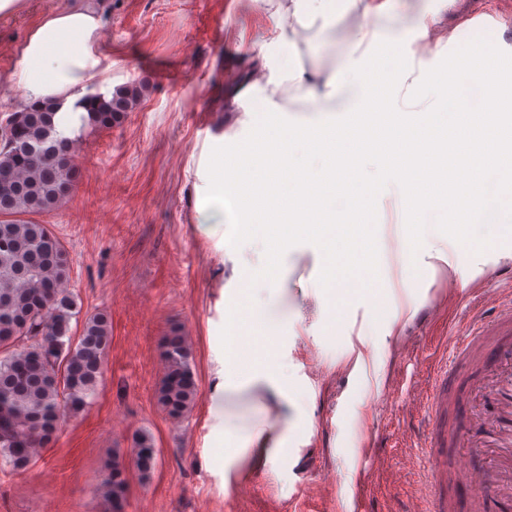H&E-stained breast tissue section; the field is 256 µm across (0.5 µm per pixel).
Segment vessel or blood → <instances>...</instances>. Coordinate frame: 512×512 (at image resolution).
Returning a JSON list of instances; mask_svg holds the SVG:
<instances>
[{
	"label": "vessel or blood",
	"mask_w": 512,
	"mask_h": 512,
	"mask_svg": "<svg viewBox=\"0 0 512 512\" xmlns=\"http://www.w3.org/2000/svg\"><path fill=\"white\" fill-rule=\"evenodd\" d=\"M423 498L451 512L446 485L469 495L470 512H512V304L466 326L430 398Z\"/></svg>",
	"instance_id": "vessel-or-blood-1"
}]
</instances>
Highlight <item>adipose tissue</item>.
Wrapping results in <instances>:
<instances>
[{
    "label": "adipose tissue",
    "instance_id": "adipose-tissue-1",
    "mask_svg": "<svg viewBox=\"0 0 512 512\" xmlns=\"http://www.w3.org/2000/svg\"><path fill=\"white\" fill-rule=\"evenodd\" d=\"M456 5L457 0H275L268 35L237 46L258 73L242 106L260 113L264 135L292 153L306 149L304 134L337 135L354 124L357 113L402 111L405 94L435 87L439 70L457 84L472 73L495 79L502 54L475 51L467 34L481 22ZM102 28L94 0H72L44 15L17 48V111L53 106L61 135L75 138L88 87L112 69ZM424 44L431 45L430 53L421 52ZM286 90L300 99L301 109L288 108ZM242 199L238 183L225 180L195 200L201 222L222 235L230 250L240 245L228 227L237 223ZM260 393L266 400H256L255 411L267 414L271 400L279 405V418L287 419L293 403L288 386L262 368L217 386L212 406L221 412Z\"/></svg>",
    "mask_w": 512,
    "mask_h": 512
}]
</instances>
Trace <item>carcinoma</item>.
Listing matches in <instances>:
<instances>
[{
  "label": "carcinoma",
  "mask_w": 512,
  "mask_h": 512,
  "mask_svg": "<svg viewBox=\"0 0 512 512\" xmlns=\"http://www.w3.org/2000/svg\"><path fill=\"white\" fill-rule=\"evenodd\" d=\"M140 94L131 85L108 99L87 96L89 123L106 129L121 124ZM53 116L41 106L0 121V128L10 129L0 143V465L13 471L47 446L67 415L87 405L111 343L102 313L87 316L72 340L71 321L80 309L67 288L69 252L47 225L23 219L56 208L75 185L73 141L57 136ZM160 354L165 375L158 403L179 418L198 398L192 348L181 328L164 336ZM132 447L133 466L147 480L157 460L153 439L139 430ZM127 487L126 466L116 458L100 484L112 512H125Z\"/></svg>",
  "instance_id": "obj_1"
}]
</instances>
